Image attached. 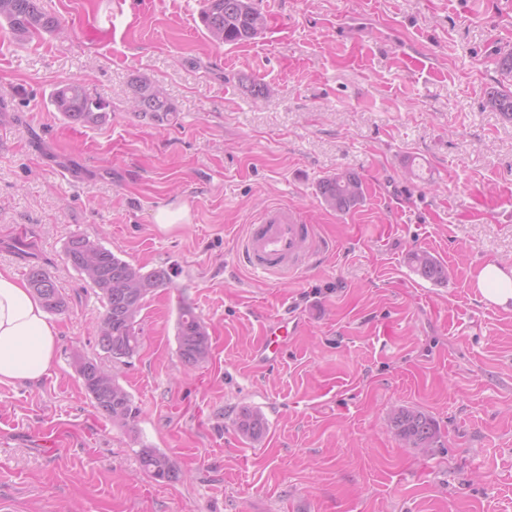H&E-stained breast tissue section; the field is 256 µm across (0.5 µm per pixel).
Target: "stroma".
<instances>
[{
    "mask_svg": "<svg viewBox=\"0 0 512 512\" xmlns=\"http://www.w3.org/2000/svg\"><path fill=\"white\" fill-rule=\"evenodd\" d=\"M68 31L17 40L0 27V268L38 265L69 301L57 358L37 383H0V512H512V308L474 277L512 268V120L489 87L512 88V0H273L257 38L213 43L200 0H126L111 36L89 40L104 0H42ZM175 108L155 125L131 81ZM80 81L109 103L96 127L48 105ZM268 86L254 95L251 85ZM357 172L362 203L326 209L317 186ZM190 220L164 231L163 206ZM300 208L322 246L283 278L238 250L266 206ZM74 233L120 258L173 269L149 296L142 345L114 370L141 409L135 432L94 409L71 367L100 356L94 290L64 259ZM448 269L419 277L411 251ZM191 306L211 356L177 354ZM290 321L281 357L265 327ZM260 408L257 442L234 420ZM421 410L439 442L399 441L394 408ZM144 445L178 481L141 473ZM486 103L491 111L512 119V90L504 86L491 87L486 92ZM189 220V210L186 204L167 205L159 208L153 216V221L161 229H169L177 224H184Z\"/></svg>",
    "mask_w": 512,
    "mask_h": 512,
    "instance_id": "1",
    "label": "stroma"
}]
</instances>
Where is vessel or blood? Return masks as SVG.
Instances as JSON below:
<instances>
[{
  "label": "vessel or blood",
  "mask_w": 512,
  "mask_h": 512,
  "mask_svg": "<svg viewBox=\"0 0 512 512\" xmlns=\"http://www.w3.org/2000/svg\"><path fill=\"white\" fill-rule=\"evenodd\" d=\"M317 248L312 224L291 206L264 208L249 225L240 244L246 265L265 274L301 270Z\"/></svg>",
  "instance_id": "b4317fda"
}]
</instances>
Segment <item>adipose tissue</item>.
Here are the masks:
<instances>
[{
  "label": "adipose tissue",
  "instance_id": "1",
  "mask_svg": "<svg viewBox=\"0 0 512 512\" xmlns=\"http://www.w3.org/2000/svg\"><path fill=\"white\" fill-rule=\"evenodd\" d=\"M484 298L512 304V269L485 264L476 276ZM59 327L27 283L0 270V382H34L49 375L57 353Z\"/></svg>",
  "mask_w": 512,
  "mask_h": 512
}]
</instances>
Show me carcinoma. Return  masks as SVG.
<instances>
[{"mask_svg": "<svg viewBox=\"0 0 512 512\" xmlns=\"http://www.w3.org/2000/svg\"><path fill=\"white\" fill-rule=\"evenodd\" d=\"M204 4L202 23L216 43L240 44L255 38L266 27V17L256 7L255 0H204ZM4 24L21 40L44 32L61 31L58 18L44 10L41 0H0V25ZM133 88V109L138 116L161 124L174 111L163 90L149 77H136ZM49 103L64 120L83 127L99 126L108 119L107 102L90 97L78 81L54 87ZM486 103L491 111L512 119L511 89L490 88L486 92ZM318 192L321 203L339 214L356 208L364 196L362 180L351 170H340L324 178L318 185ZM64 255L67 264L96 289L102 304L103 312L94 327L100 350L113 362L124 363L133 358L141 345L140 315L146 298L171 285L169 270L164 267L147 270L132 264L83 233L69 237ZM409 262L416 274L427 281L441 283L448 278L445 265L428 252H412ZM27 279L46 311L62 313L67 310V299L47 271L33 266ZM176 340L179 358L186 367H196L209 358L211 343L207 327L187 305L179 307ZM85 361L87 370L78 373V377L97 412L120 429L134 430L140 409L132 394L115 374L105 383L99 381L95 368L103 365L100 358L87 356ZM235 425L243 437L253 441L262 439L268 431L265 415L253 407L241 408ZM390 426L399 439L414 448L426 450L437 438L432 418L409 407L395 408ZM137 457L142 471L155 481L179 480L180 470L166 452L144 446L137 451Z\"/></svg>", "mask_w": 512, "mask_h": 512, "instance_id": "carcinoma-1", "label": "carcinoma"}]
</instances>
